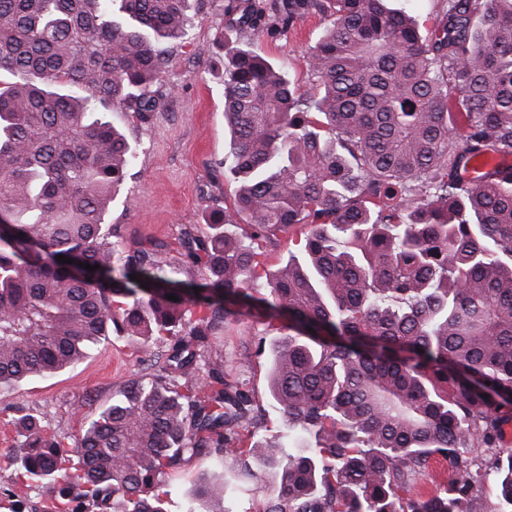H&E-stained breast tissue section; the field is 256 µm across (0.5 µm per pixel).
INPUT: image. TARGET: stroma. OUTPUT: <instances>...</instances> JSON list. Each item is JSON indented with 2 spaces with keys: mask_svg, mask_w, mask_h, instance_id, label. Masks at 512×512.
Segmentation results:
<instances>
[{
  "mask_svg": "<svg viewBox=\"0 0 512 512\" xmlns=\"http://www.w3.org/2000/svg\"><path fill=\"white\" fill-rule=\"evenodd\" d=\"M223 2L207 0L189 43L174 46L166 75L170 92L149 122L130 126L122 113L110 115L115 124L126 125L130 140L140 145L125 185L110 207L109 221L118 225L127 243L149 237L173 240L184 226L202 223L206 201L223 198L229 188L222 162L230 136L219 78ZM321 26L319 16L310 14L286 29L252 31L242 39L282 64L305 89L309 86L306 52ZM260 329L254 320L242 318L225 330L217 344L225 371L242 374L256 400L264 403L269 375L264 350L254 349L248 367L239 365L242 351ZM140 355L126 337H109L73 369L1 392L0 417L18 409L29 411L49 423L66 443H74L81 419L93 416L110 402L113 389L139 374Z\"/></svg>",
  "mask_w": 512,
  "mask_h": 512,
  "instance_id": "35a3bbf8",
  "label": "stroma"
}]
</instances>
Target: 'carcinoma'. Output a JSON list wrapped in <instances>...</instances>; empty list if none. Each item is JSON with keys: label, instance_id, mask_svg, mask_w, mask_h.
Listing matches in <instances>:
<instances>
[{"label": "carcinoma", "instance_id": "obj_1", "mask_svg": "<svg viewBox=\"0 0 512 512\" xmlns=\"http://www.w3.org/2000/svg\"><path fill=\"white\" fill-rule=\"evenodd\" d=\"M386 2L226 0L227 33L326 20L309 87L234 46L230 200L128 249L106 216L137 147L107 110L159 109L205 0H0V390L113 334L145 353L74 448L32 413L0 420L16 473L0 509L169 512L172 475L206 457L203 512L239 490L227 459L273 471L260 512H462L487 448L494 512H512V165L470 178L512 157V0H444L426 34ZM291 230L298 254L267 271L261 248ZM246 315L274 337L283 431L265 446L247 445L263 409L215 346ZM436 458L448 483L417 492ZM39 486L53 495L23 508Z\"/></svg>", "mask_w": 512, "mask_h": 512}]
</instances>
